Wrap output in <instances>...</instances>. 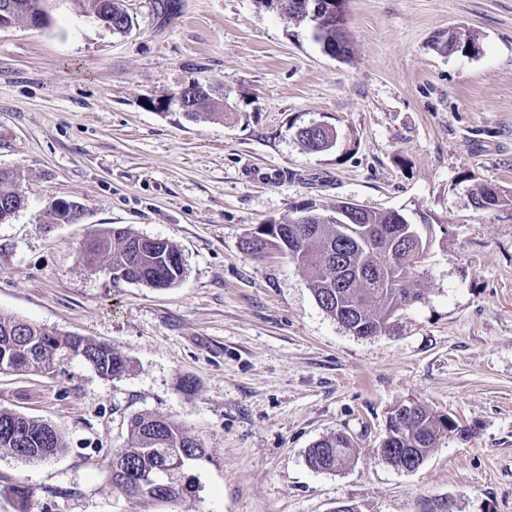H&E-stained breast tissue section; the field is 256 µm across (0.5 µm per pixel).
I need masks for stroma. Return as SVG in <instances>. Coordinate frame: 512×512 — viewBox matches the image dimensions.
Listing matches in <instances>:
<instances>
[{
    "label": "stroma",
    "instance_id": "1",
    "mask_svg": "<svg viewBox=\"0 0 512 512\" xmlns=\"http://www.w3.org/2000/svg\"><path fill=\"white\" fill-rule=\"evenodd\" d=\"M123 0L113 33L72 0L50 21L0 28V169L26 205L0 223V315L111 344L129 375L75 361L54 376L0 373V409L54 423L53 458L0 460L29 512H512V0H347L348 59L259 0ZM477 39L441 54L438 33ZM223 116L152 104L192 82ZM336 132L307 152L298 128ZM79 204L72 224L50 207ZM425 215L427 253L386 332L361 337L317 304L288 258L247 252L259 225L303 202ZM169 241L173 288L113 283L79 259L111 228ZM421 403L465 428L407 472L376 450L393 410ZM158 412L208 450L169 502L114 494L106 462L127 423ZM346 435L353 459L312 470L308 448Z\"/></svg>",
    "mask_w": 512,
    "mask_h": 512
}]
</instances>
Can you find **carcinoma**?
I'll return each mask as SVG.
<instances>
[{
    "instance_id": "1",
    "label": "carcinoma",
    "mask_w": 512,
    "mask_h": 512,
    "mask_svg": "<svg viewBox=\"0 0 512 512\" xmlns=\"http://www.w3.org/2000/svg\"><path fill=\"white\" fill-rule=\"evenodd\" d=\"M48 0H0V16L15 21L29 17L33 6L40 8L43 20L49 16ZM83 13L97 18L112 31L121 33L129 25V17L120 0H71ZM312 39L327 54L344 58L349 53L345 19L325 14L315 23ZM472 40L458 31H448L432 40V48L446 54L456 40ZM178 106L189 119L209 111L224 114V105L215 102L206 86L195 82L176 97ZM26 200L19 188L17 174L0 169V223L21 209ZM474 204L480 209L509 202L500 190L486 184L477 189ZM75 203L51 209L55 224L76 221L72 214ZM361 221L373 229L394 224L390 211L364 209ZM313 231L300 239L276 233L261 234L256 230L246 241L248 252L260 254L274 248L296 263L306 274L309 287L320 307L332 318L354 315V322L385 330L389 321L404 306L417 302L422 294L413 286L420 262L410 264L403 280L391 285L385 281L390 246L384 242L372 248L359 246L347 224L326 223L321 213L314 212ZM351 258V265H362L376 272L368 280L353 281L346 288L336 286V277L328 268L336 261V253ZM80 259L90 267L112 269L113 279L147 284L153 288H171L184 276L181 252L173 244L134 235L114 228L91 238L80 252ZM78 359L104 380L122 379L130 370L129 360L112 346L76 334L61 335L29 321L0 316V371L34 372L54 375ZM451 429L441 415L421 405L410 429L395 443L392 462L410 466L424 460L439 437ZM66 448L59 429L41 419L0 409V457L8 455L21 462H40L56 456ZM203 443L188 434L177 419L145 412L128 422L125 447L116 450L107 463L112 491L126 497L146 501H171L189 492L183 484L184 466L206 456ZM352 444L343 434H333L317 441L307 453L309 467L317 472L334 474L352 460Z\"/></svg>"
}]
</instances>
